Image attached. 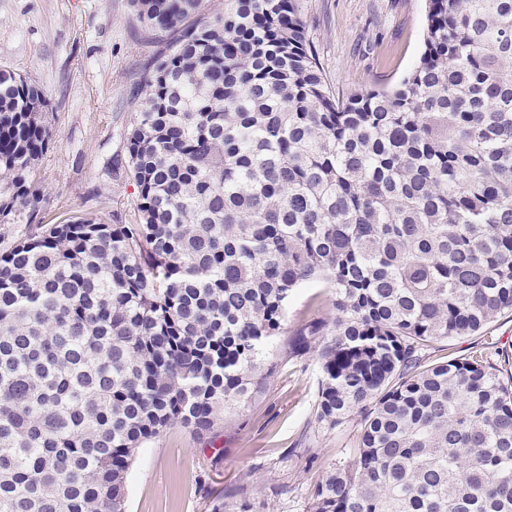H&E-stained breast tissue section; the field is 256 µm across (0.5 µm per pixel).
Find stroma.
<instances>
[{
	"label": "stroma",
	"instance_id": "stroma-1",
	"mask_svg": "<svg viewBox=\"0 0 512 512\" xmlns=\"http://www.w3.org/2000/svg\"><path fill=\"white\" fill-rule=\"evenodd\" d=\"M334 90L350 94L397 83L418 62L428 0H296ZM164 46L145 31L130 0H0V67L34 79L56 128L40 162L45 200L36 223L0 224V252L21 235L86 213L127 220L135 188L114 163L132 121L131 93ZM512 346V315L473 336L434 343L432 360ZM251 394L214 432L174 426L141 448L126 476L128 512H311V489L347 460L353 424L319 429L313 410L322 374L313 355L292 362L287 336L267 354Z\"/></svg>",
	"mask_w": 512,
	"mask_h": 512
}]
</instances>
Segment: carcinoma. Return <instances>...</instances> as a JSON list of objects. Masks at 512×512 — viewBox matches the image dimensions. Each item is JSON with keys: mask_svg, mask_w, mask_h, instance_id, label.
Wrapping results in <instances>:
<instances>
[{"mask_svg": "<svg viewBox=\"0 0 512 512\" xmlns=\"http://www.w3.org/2000/svg\"><path fill=\"white\" fill-rule=\"evenodd\" d=\"M168 36L115 165L132 218L76 217L0 254V512H128L138 451L250 394L288 300L354 422L313 512H512V351L429 363L512 313V0H429L418 63L338 94L294 0H132ZM0 68V224H32L54 136ZM322 289L318 285H312L300 289L294 295L288 307V326L293 327L308 313L317 312L319 299H325ZM317 296L320 298H316Z\"/></svg>", "mask_w": 512, "mask_h": 512, "instance_id": "carcinoma-1", "label": "carcinoma"}]
</instances>
